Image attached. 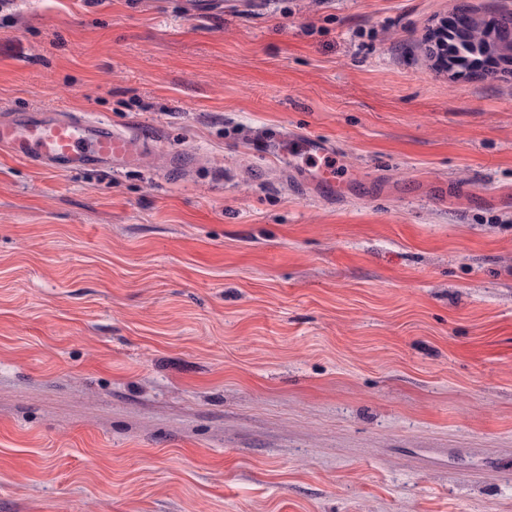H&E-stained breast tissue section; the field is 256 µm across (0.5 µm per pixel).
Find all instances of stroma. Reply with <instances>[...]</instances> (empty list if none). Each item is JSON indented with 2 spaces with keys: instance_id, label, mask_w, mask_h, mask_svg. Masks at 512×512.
Returning a JSON list of instances; mask_svg holds the SVG:
<instances>
[{
  "instance_id": "stroma-1",
  "label": "stroma",
  "mask_w": 512,
  "mask_h": 512,
  "mask_svg": "<svg viewBox=\"0 0 512 512\" xmlns=\"http://www.w3.org/2000/svg\"><path fill=\"white\" fill-rule=\"evenodd\" d=\"M463 5L512 12L0 8V113L149 139L0 156V512H512V71L430 57ZM144 137L134 128L87 120L74 112L35 109L0 114V152L53 171L90 166L123 171L138 166ZM290 141L301 145L298 154L303 156V159L314 163L309 168L316 170L315 176L320 181L335 185V177L332 174L333 168L326 165V159L332 158L334 153L328 142L312 137H297L290 139ZM320 159L322 160L321 164L319 163Z\"/></svg>"
}]
</instances>
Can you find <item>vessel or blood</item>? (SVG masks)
Wrapping results in <instances>:
<instances>
[{"label":"vessel or blood","mask_w":512,"mask_h":512,"mask_svg":"<svg viewBox=\"0 0 512 512\" xmlns=\"http://www.w3.org/2000/svg\"><path fill=\"white\" fill-rule=\"evenodd\" d=\"M300 154L314 162L320 181L334 183L326 161L333 155L328 142L300 138ZM146 145L136 129H113L111 124L86 119L74 112L35 109L0 114V152L53 171L90 166L122 171L141 163Z\"/></svg>","instance_id":"vessel-or-blood-1"}]
</instances>
